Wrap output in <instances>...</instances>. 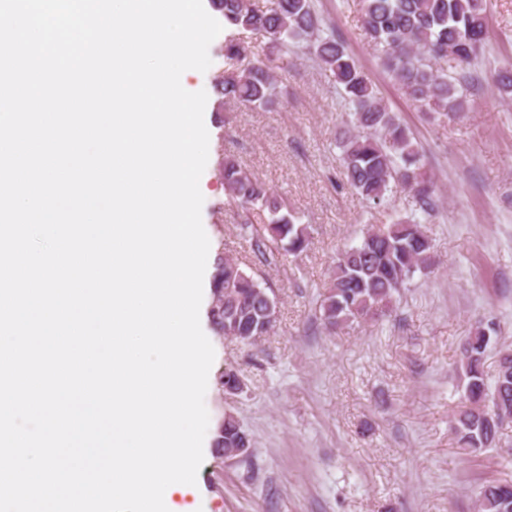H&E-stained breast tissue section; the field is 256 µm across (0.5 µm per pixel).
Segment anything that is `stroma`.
<instances>
[{"instance_id": "stroma-1", "label": "stroma", "mask_w": 512, "mask_h": 512, "mask_svg": "<svg viewBox=\"0 0 512 512\" xmlns=\"http://www.w3.org/2000/svg\"><path fill=\"white\" fill-rule=\"evenodd\" d=\"M380 97L410 128L438 206L423 216L408 189L368 205L344 178L338 143L353 128L351 108L332 71L296 49L276 73L272 108L224 105L206 115L213 150L202 174L201 218L214 254H228L264 280L277 301L268 336L242 344L211 336L215 359L205 396L212 430L233 414L249 436L247 456L207 450L193 491L175 495L198 512H475L474 493L489 479L512 480V421L499 447L463 454L451 429L460 393L459 347L478 320L494 322L497 344L512 349V96L496 72L512 62V0H490L488 37L471 68L468 111L428 112L409 100L380 65L361 28V0H314ZM232 155L287 196L311 232L300 256L255 262L243 221L267 214L231 205L220 173ZM223 234H216L215 217ZM418 219L434 265L415 272L391 314L327 332L320 304L339 254L367 229ZM234 368L230 393L217 383Z\"/></svg>"}]
</instances>
